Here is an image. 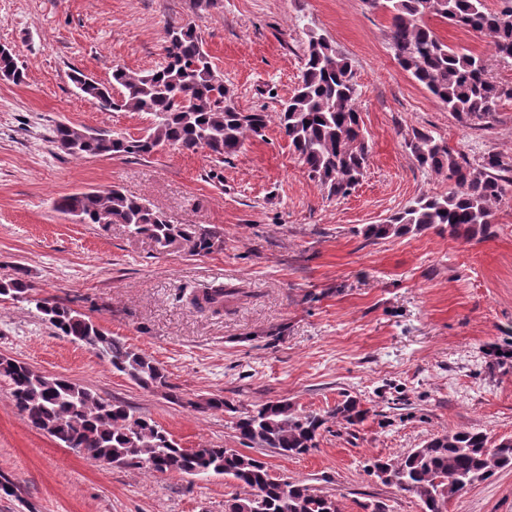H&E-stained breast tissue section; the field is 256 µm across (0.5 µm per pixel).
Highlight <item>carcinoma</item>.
Here are the masks:
<instances>
[{
    "label": "carcinoma",
    "instance_id": "1",
    "mask_svg": "<svg viewBox=\"0 0 512 512\" xmlns=\"http://www.w3.org/2000/svg\"><path fill=\"white\" fill-rule=\"evenodd\" d=\"M391 16L389 41L399 65L437 98L460 122L489 127L497 120L502 100H512V83L492 80L484 57L441 40L429 21L459 26L491 39L496 57L512 60V0H369ZM165 56L155 68L131 74L123 68L112 78L122 87L119 97L96 81L73 71V84L103 112H145L150 126L139 137L97 133L85 139L73 126L58 124L51 143L71 156L145 157L159 147L209 151L223 162L236 155L250 135L259 136L268 123L266 112H241L218 84L214 68L196 30L168 25ZM0 76L24 80L12 50H0ZM351 66L329 41L309 34L301 81L278 112L280 133L305 165L311 179L330 195L345 197L364 175L368 148L357 108ZM406 148L418 166L448 179V192L417 198L382 224L362 230L370 242L433 229L471 242L486 236L493 207L512 192V157L488 151L477 164L448 147L440 137L416 132ZM55 208L86 224L110 218L135 235L151 238L165 249L174 241L187 243L195 255L209 254L223 243L208 224H169L162 213L119 189L65 195ZM241 294L222 283L190 297V304L219 315ZM0 296L32 305L35 315L56 332L93 352L112 369L143 390L161 394L170 403L199 412L234 413L239 443L252 449H273L281 455L306 454L318 448L329 420L355 425L367 410L346 398L324 414L307 411L283 399L237 409L213 396L186 401L169 382L165 370L150 357L126 346L85 314L53 299L33 294L28 270L20 265L0 278ZM0 377L12 389L19 412L33 428L45 431L66 448L95 461L138 466L152 472L178 473L199 479L222 475L234 491L224 512H341L336 494L301 480L271 475L266 462L236 448H183L152 418L127 404L100 397L91 389L57 376L45 375L23 362L0 358ZM512 467V438L493 441L476 428H460L433 437L421 447L395 457L379 458L369 468L384 485L414 496L422 512H448V503L475 485Z\"/></svg>",
    "mask_w": 512,
    "mask_h": 512
}]
</instances>
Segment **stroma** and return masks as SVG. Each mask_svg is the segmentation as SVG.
<instances>
[{
    "instance_id": "35a3bbf8",
    "label": "stroma",
    "mask_w": 512,
    "mask_h": 512,
    "mask_svg": "<svg viewBox=\"0 0 512 512\" xmlns=\"http://www.w3.org/2000/svg\"><path fill=\"white\" fill-rule=\"evenodd\" d=\"M192 24L235 106L270 122L237 156L174 146L146 157H74L48 142L60 122L137 137L144 112H103L70 76L112 84V72L155 68L164 30ZM390 16L366 0H0V46L25 72L0 79V277L26 267L38 296L98 323L165 369L187 406L139 388L94 353L57 336L27 303L0 298V357L62 376L148 415L186 448L238 447L231 415L197 412L214 395L239 409L286 399L324 412L350 396L368 414L329 423L316 450L263 452L270 472L336 494L343 512L382 500L389 512L418 501L368 476L373 458L473 427L512 438V202L494 207L491 235L467 242L434 231L367 242L424 194L448 190L405 147L429 131L477 161L512 157V100L493 129L458 122L398 64ZM453 47L486 53L494 80L512 64L487 37L435 23ZM352 66L368 162L347 197L309 178L275 117L301 76L309 33ZM119 187L172 224H208L223 244L203 256L159 250L122 224H79L56 211L63 195ZM223 283L241 300L220 315L191 292ZM16 486L0 512H224L230 480L104 467L32 428L0 378V476ZM448 512H512V468L472 487Z\"/></svg>"
}]
</instances>
